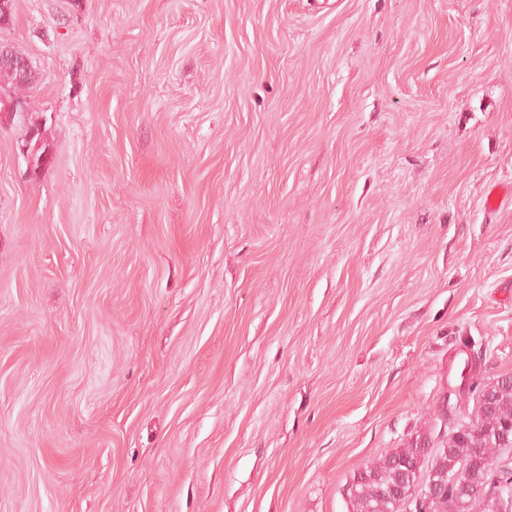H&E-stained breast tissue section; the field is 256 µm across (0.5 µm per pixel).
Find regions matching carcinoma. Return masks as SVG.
<instances>
[{
  "mask_svg": "<svg viewBox=\"0 0 512 512\" xmlns=\"http://www.w3.org/2000/svg\"><path fill=\"white\" fill-rule=\"evenodd\" d=\"M37 79L35 71L23 78L0 64V97L24 100ZM466 366L475 400L466 429L441 440L419 435L366 466L346 487L348 512H419L407 494L419 475L437 491L428 512H512V468L493 461L495 452L512 449V375L481 382L476 363Z\"/></svg>",
  "mask_w": 512,
  "mask_h": 512,
  "instance_id": "1",
  "label": "carcinoma"
}]
</instances>
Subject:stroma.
<instances>
[{
	"label": "stroma",
	"mask_w": 512,
	"mask_h": 512,
	"mask_svg": "<svg viewBox=\"0 0 512 512\" xmlns=\"http://www.w3.org/2000/svg\"><path fill=\"white\" fill-rule=\"evenodd\" d=\"M0 512H348L512 374V0H14ZM36 70L32 71L28 77H20L16 71L11 69L9 66L0 64V109L1 112H6L12 117L15 112H26L27 105L25 103H19L17 101H11L14 99H21L27 102L26 98L30 91H32L38 81ZM5 97L7 100L1 101V98ZM3 106V107H2ZM2 107V108H1Z\"/></svg>",
	"instance_id": "35a3bbf8"
}]
</instances>
